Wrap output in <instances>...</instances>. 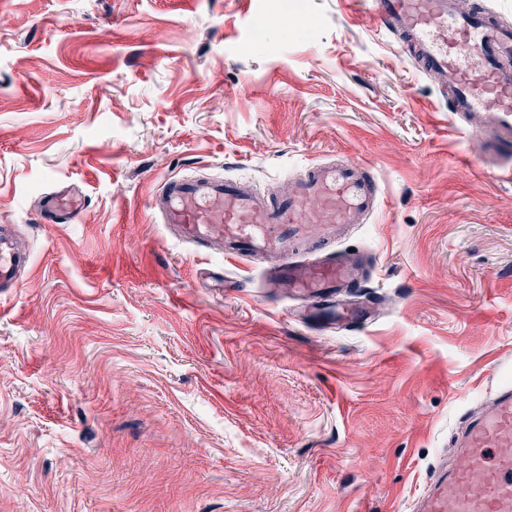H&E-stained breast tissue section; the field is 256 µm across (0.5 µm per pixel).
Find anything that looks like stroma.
Instances as JSON below:
<instances>
[{
  "label": "stroma",
  "instance_id": "1",
  "mask_svg": "<svg viewBox=\"0 0 512 512\" xmlns=\"http://www.w3.org/2000/svg\"><path fill=\"white\" fill-rule=\"evenodd\" d=\"M328 156L384 193L339 246L391 302L362 325L290 318L146 207ZM54 190L75 223H41ZM1 224L32 261L0 295V512H408L512 382V184L362 0H0Z\"/></svg>",
  "mask_w": 512,
  "mask_h": 512
}]
</instances>
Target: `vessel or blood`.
Returning a JSON list of instances; mask_svg holds the SVG:
<instances>
[{"mask_svg":"<svg viewBox=\"0 0 512 512\" xmlns=\"http://www.w3.org/2000/svg\"><path fill=\"white\" fill-rule=\"evenodd\" d=\"M411 65L437 78L451 118L468 136L480 168L512 179V26L485 0H371ZM382 199L373 167L353 158L309 163L288 192L230 178L172 176L149 194L162 224L185 242L218 241L224 255L267 259L264 285L319 301L359 287L363 258L333 244L352 225L370 222ZM46 224L81 214L73 196L50 192L39 206ZM30 253L0 234V288L17 287ZM458 466L433 480L415 512H512V383L471 414L454 442Z\"/></svg>","mask_w":512,"mask_h":512,"instance_id":"obj_1","label":"vessel or blood"}]
</instances>
